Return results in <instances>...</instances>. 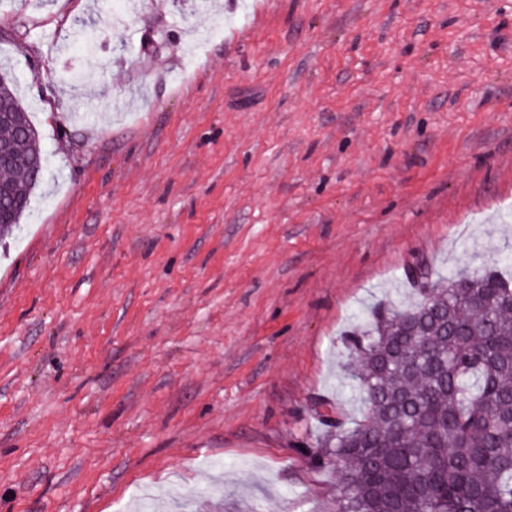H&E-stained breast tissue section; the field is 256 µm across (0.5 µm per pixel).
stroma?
<instances>
[{
    "label": "stroma",
    "mask_w": 512,
    "mask_h": 512,
    "mask_svg": "<svg viewBox=\"0 0 512 512\" xmlns=\"http://www.w3.org/2000/svg\"><path fill=\"white\" fill-rule=\"evenodd\" d=\"M0 74V512H336L344 334L512 270V0H0ZM0 144L9 148L19 162L1 167V182L13 186V196L7 207H0V238L20 227L29 209L32 195L44 176V154L38 129L29 113L17 100L11 80L0 77ZM0 182V203L10 194V187Z\"/></svg>",
    "instance_id": "obj_1"
}]
</instances>
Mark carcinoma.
I'll return each instance as SVG.
<instances>
[{
	"label": "carcinoma",
	"instance_id": "1",
	"mask_svg": "<svg viewBox=\"0 0 512 512\" xmlns=\"http://www.w3.org/2000/svg\"><path fill=\"white\" fill-rule=\"evenodd\" d=\"M0 144L19 162L0 237L20 227L44 176L38 129L0 77ZM415 298L370 308L348 340L359 422L321 419L336 474V512H512V282L464 267Z\"/></svg>",
	"mask_w": 512,
	"mask_h": 512
}]
</instances>
